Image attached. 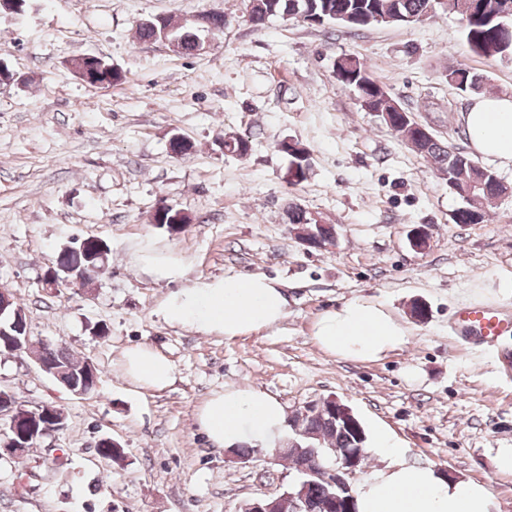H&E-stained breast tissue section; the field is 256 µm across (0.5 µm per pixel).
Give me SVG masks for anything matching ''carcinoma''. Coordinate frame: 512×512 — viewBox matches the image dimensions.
<instances>
[{"instance_id":"1","label":"carcinoma","mask_w":512,"mask_h":512,"mask_svg":"<svg viewBox=\"0 0 512 512\" xmlns=\"http://www.w3.org/2000/svg\"><path fill=\"white\" fill-rule=\"evenodd\" d=\"M251 10L249 21L256 27H261L272 17H291L296 13L304 18L312 19L315 24L325 26L338 24L336 15L345 11L367 17V20L357 24H347L345 28L352 32L380 26L404 23L416 24L432 17L436 7L440 6L450 14L456 15L462 23L463 32L471 50L485 57L512 56V15L503 17L498 9V0H486V10L481 15L468 12L467 0H247ZM191 25H180L169 16H162L155 21V26H138V38L141 41H156L165 38L177 40L188 32ZM347 58L355 61L349 68H341L337 78L345 85L353 88L359 98L367 100V107L373 112H392L393 98L379 95L375 89L377 82L372 78L367 62L357 55L349 54ZM448 83L457 89L467 91L481 90L485 82L478 75L464 67L448 69ZM412 120L409 113L397 114L387 127L403 138L413 136ZM417 153L426 157L432 168L448 177V187L455 193H460L463 187L470 184L485 183L489 192L479 191L474 197L465 199V205L456 209L452 220L456 224H474L485 221L489 209L493 206L492 198L508 190V187L498 181V175L492 170L480 165L461 151L448 152V146L439 140L422 138ZM100 244L95 238L84 239L83 251L59 252L56 256L60 264H68L83 260V256L99 250ZM46 357L56 365L66 368L71 373L79 371L81 360L71 355L62 345H55L46 350ZM300 428L305 436L298 439L299 447L282 450L283 460L293 463L295 460L314 448L318 454H323L330 448L342 454L347 448L357 445L367 447L366 430H361V436H356L341 423L332 420L331 402L324 399L322 408L315 414L303 419ZM326 489L319 483L311 482L307 487L305 512H323V502Z\"/></svg>"}]
</instances>
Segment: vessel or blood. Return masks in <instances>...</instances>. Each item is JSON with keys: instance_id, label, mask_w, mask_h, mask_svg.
Returning a JSON list of instances; mask_svg holds the SVG:
<instances>
[{"instance_id": "vessel-or-blood-1", "label": "vessel or blood", "mask_w": 512, "mask_h": 512, "mask_svg": "<svg viewBox=\"0 0 512 512\" xmlns=\"http://www.w3.org/2000/svg\"><path fill=\"white\" fill-rule=\"evenodd\" d=\"M452 328L464 343L490 345L500 337L512 335V311L483 303L469 304L456 311Z\"/></svg>"}]
</instances>
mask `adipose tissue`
Wrapping results in <instances>:
<instances>
[{
	"instance_id": "adipose-tissue-1",
	"label": "adipose tissue",
	"mask_w": 512,
	"mask_h": 512,
	"mask_svg": "<svg viewBox=\"0 0 512 512\" xmlns=\"http://www.w3.org/2000/svg\"><path fill=\"white\" fill-rule=\"evenodd\" d=\"M472 151L502 167H512V97L481 95L460 114ZM170 325L233 338L270 330L288 315V296L280 284L263 275H228L199 281L174 292L162 308ZM409 330L386 307L355 297L323 312L313 337L324 351L360 362L379 360L404 346ZM121 368L135 387L162 390L175 378V366L159 349L135 344L126 349ZM284 405L263 390L228 386L200 409L198 423L207 438L223 448L243 442L269 445L286 422ZM373 452L381 465L355 491L357 512H492V493L485 484L445 477L435 466H414L401 448L378 433Z\"/></svg>"
}]
</instances>
